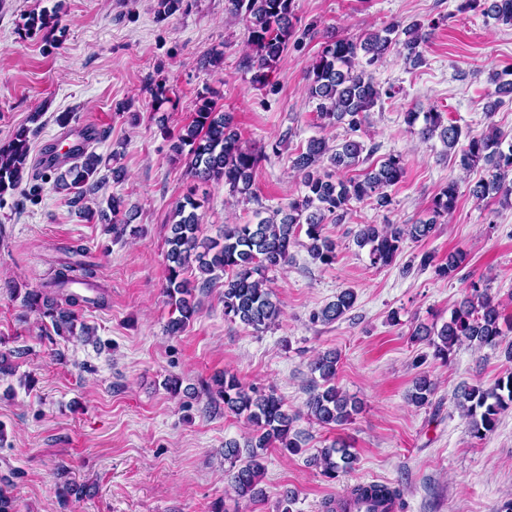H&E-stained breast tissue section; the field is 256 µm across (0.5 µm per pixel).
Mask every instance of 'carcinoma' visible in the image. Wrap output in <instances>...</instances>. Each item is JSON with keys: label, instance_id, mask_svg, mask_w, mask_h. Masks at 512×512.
Listing matches in <instances>:
<instances>
[{"label": "carcinoma", "instance_id": "obj_1", "mask_svg": "<svg viewBox=\"0 0 512 512\" xmlns=\"http://www.w3.org/2000/svg\"><path fill=\"white\" fill-rule=\"evenodd\" d=\"M294 0H225L224 11L245 22L247 39L255 51L249 58L253 71L252 82L263 84L269 72L279 62L293 29ZM460 11H479L487 18L512 26V0H463ZM25 31L29 35L43 34L53 40L57 28L56 15L47 10L28 16ZM426 35L421 25L414 23L402 27L398 24L368 32L357 38L331 39L324 43L319 55L307 73L309 97L317 101V117L324 127L347 124L352 132L359 130L365 113L381 98L367 68L382 62L391 46H400L406 63L412 67L424 62L423 43ZM495 85L493 95L497 100L489 105L494 111L500 103L498 97L512 94V71L495 72L490 77ZM423 125L418 134L424 140L438 139L455 155L457 165L465 172L481 163L488 165L487 176L470 188L469 193L478 200L512 199V144L503 148V137L494 124L473 133L444 119L436 110L420 114L409 112L406 123L414 128L418 119ZM71 113L65 112L57 123L66 134L72 133L79 141L72 143L60 154L52 147L44 159L29 165L31 151L27 127L18 128L6 143H0V201L6 194L22 190L24 197L39 200L45 185H52L58 193L69 195L68 203L83 209L88 195L99 187L96 178L103 158L90 149L99 134L89 128L74 130L69 127ZM172 152L185 158L190 175L202 182L222 181L232 194L248 195L264 155L241 146L232 126V116L217 109L208 96H197L192 121L172 136ZM365 150L364 143L348 138L336 148L321 139H311L305 150L293 161V168L302 177L304 195L288 203V210H279L276 216L256 224H226L217 238H199L202 207L195 194L189 193L176 206L174 224L166 239L168 274L166 295L172 312L167 329L171 334L183 331L197 311L193 285L181 278V272L190 263L197 264L205 276L201 287L211 281L209 275L221 270L224 279V317L232 322L259 332L273 324L281 313L280 303L273 299L267 287L266 272L288 264L290 250L303 229L309 240L308 249L321 263L329 265L336 259V244L324 237L323 226L327 219L340 222L351 202L375 198L380 207L390 205L386 189L404 176L402 158L391 155L379 168L361 178L336 179L321 170L324 162L337 169L357 165ZM30 178H25L27 170ZM460 186L455 178L437 193L430 206L431 217L417 224H360L354 231V240L361 248H368L371 265L384 267L392 263L401 252L403 243L410 239L418 242L434 231L438 219L450 214L456 206ZM74 261H65L56 269L43 290L26 292L25 306L50 318L55 335L68 339L75 335L79 311L86 307L104 308L108 304L106 290L94 282L93 265L82 260L86 248L81 245L68 249ZM466 260L463 252L448 253L445 262L434 264V256L421 255L419 268L435 266V272L452 278ZM81 283L94 292L89 297L71 290ZM356 302L355 292L343 289L336 301L327 304L313 319L332 323L341 319ZM512 319L505 314L501 302L495 300L488 289L472 284L468 293L441 326L416 327L413 335L428 341L434 348L433 356L448 360L455 346L467 341L478 348H496L505 340L503 325ZM338 354L328 351L310 363V371L319 375L320 381L310 390L307 401L309 416L319 425H344L352 422L358 407L337 385ZM216 395L211 403L224 405V410L243 415L255 428V433L241 444L235 440L224 443V461L227 482L240 499L258 502L265 497L260 486L264 471L263 461L270 448L296 453L301 448L298 432L294 429L296 417L288 413L283 399L273 391H262L245 386L239 378L226 373L215 381ZM435 387L426 374L417 376L408 400L417 407L430 404ZM457 407L469 419L471 437L483 440L493 432L499 416L512 409V372L497 380L494 387L480 385L461 388ZM355 458L349 448L334 442L323 448L313 458V463L325 476L336 477L339 472L353 469ZM350 496L357 503L370 504L368 512H389L400 490L387 484L357 483L349 488Z\"/></svg>", "mask_w": 512, "mask_h": 512}]
</instances>
